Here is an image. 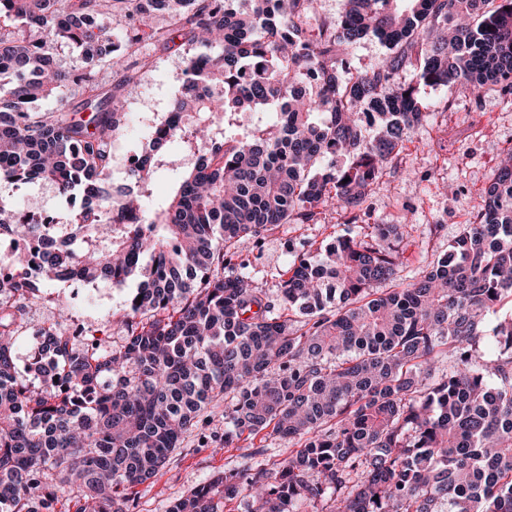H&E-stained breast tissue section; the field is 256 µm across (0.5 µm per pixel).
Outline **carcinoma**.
Wrapping results in <instances>:
<instances>
[{"instance_id": "cac0c4a2", "label": "carcinoma", "mask_w": 512, "mask_h": 512, "mask_svg": "<svg viewBox=\"0 0 512 512\" xmlns=\"http://www.w3.org/2000/svg\"><path fill=\"white\" fill-rule=\"evenodd\" d=\"M0 0V177L80 192L73 248L0 201V237L41 242L0 260V512H125L184 433L224 408L220 448L288 439L270 467L229 468L165 512H512V153L448 254L408 283L400 224L294 257L278 294L235 265L240 239L356 219L427 116L420 85L512 95V0ZM121 27L112 32L109 23ZM386 48L351 67L366 36ZM191 53L182 92L108 188L112 139L137 87L142 44ZM67 46L87 64L65 67ZM123 72L106 86L102 69ZM410 73L413 79L397 83ZM69 108H38L52 98ZM276 106L242 137L217 123ZM186 162L166 202L144 207L160 170ZM122 286V344L79 343L53 325L54 372L20 374L26 307L62 273ZM494 325H489L491 316ZM448 363V371L438 365Z\"/></svg>"}]
</instances>
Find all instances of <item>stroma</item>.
Masks as SVG:
<instances>
[{
  "label": "stroma",
  "instance_id": "stroma-1",
  "mask_svg": "<svg viewBox=\"0 0 512 512\" xmlns=\"http://www.w3.org/2000/svg\"><path fill=\"white\" fill-rule=\"evenodd\" d=\"M150 65L139 73V84L129 97L121 131L112 143L115 158L112 178L122 183L125 159L144 145L153 126L163 121L185 81V55L175 50L147 47ZM432 108L405 144L398 167L386 171L368 201L363 222L344 223L340 214L326 212L315 224H286L269 232L262 244L244 238L238 243L248 269L269 290H276L292 262L289 241L308 238L326 246L346 234H368L377 224L398 223L409 214L410 224L399 242L402 264L399 279L409 281L430 262L447 252L462 224L483 203V192L504 154L512 150V109L502 103L500 88L471 97L460 85L422 88ZM0 197L18 208L37 204L54 213L67 206L46 183L14 189L0 181ZM127 290L103 283H51L31 303L28 330L16 342V361L27 370L32 360L30 333L42 324L58 321V301L69 305L71 322L89 325L112 344L122 341L121 328L112 311L123 304ZM248 456L243 448L217 449L203 445L198 431L186 432L166 467L152 480L134 488L130 512H165L173 499L207 483L224 468Z\"/></svg>",
  "mask_w": 512,
  "mask_h": 512
}]
</instances>
